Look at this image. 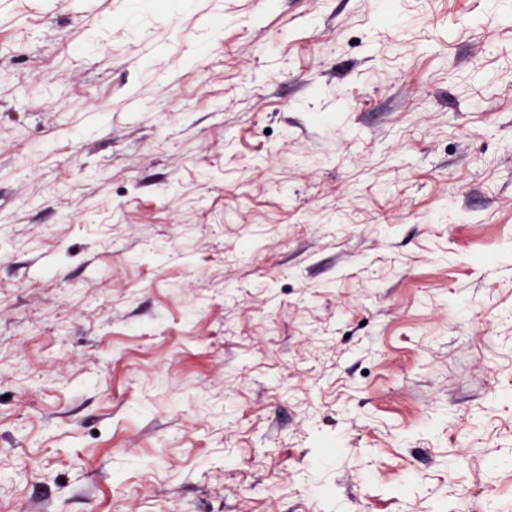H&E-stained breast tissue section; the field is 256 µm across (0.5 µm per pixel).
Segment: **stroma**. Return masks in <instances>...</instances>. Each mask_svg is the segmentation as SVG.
<instances>
[{"mask_svg":"<svg viewBox=\"0 0 512 512\" xmlns=\"http://www.w3.org/2000/svg\"><path fill=\"white\" fill-rule=\"evenodd\" d=\"M0 512H512V0H0Z\"/></svg>","mask_w":512,"mask_h":512,"instance_id":"stroma-1","label":"stroma"}]
</instances>
